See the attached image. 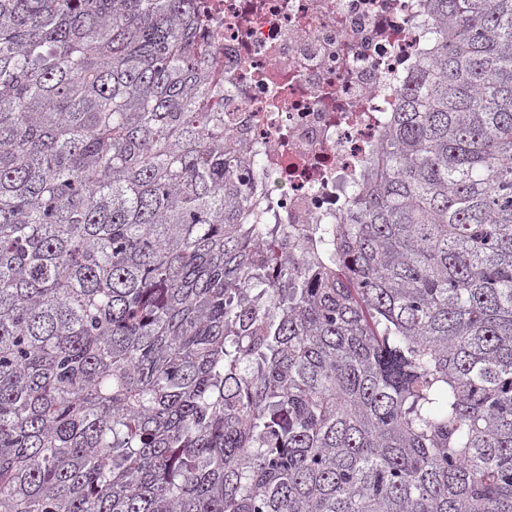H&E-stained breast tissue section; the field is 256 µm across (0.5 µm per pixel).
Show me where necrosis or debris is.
I'll use <instances>...</instances> for the list:
<instances>
[{
    "instance_id": "4bbe7bcc",
    "label": "necrosis or debris",
    "mask_w": 512,
    "mask_h": 512,
    "mask_svg": "<svg viewBox=\"0 0 512 512\" xmlns=\"http://www.w3.org/2000/svg\"><path fill=\"white\" fill-rule=\"evenodd\" d=\"M224 128L263 173L255 223L344 216L435 32L425 0H197Z\"/></svg>"
}]
</instances>
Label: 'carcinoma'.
Listing matches in <instances>:
<instances>
[{"label": "carcinoma", "instance_id": "cac0c4a2", "mask_svg": "<svg viewBox=\"0 0 512 512\" xmlns=\"http://www.w3.org/2000/svg\"><path fill=\"white\" fill-rule=\"evenodd\" d=\"M288 254L195 0H0V512H512V0H426Z\"/></svg>", "mask_w": 512, "mask_h": 512}]
</instances>
